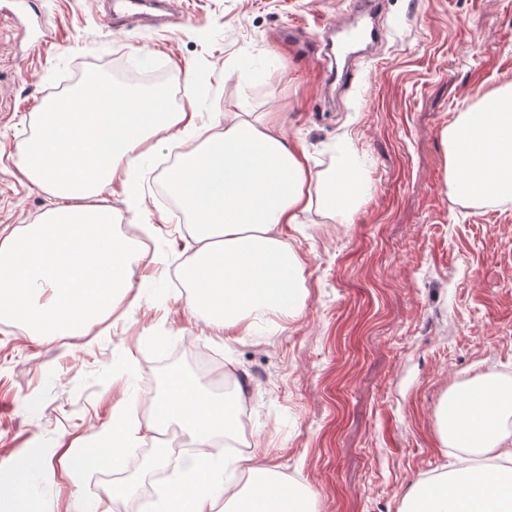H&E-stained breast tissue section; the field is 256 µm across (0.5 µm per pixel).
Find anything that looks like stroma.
<instances>
[{
  "label": "stroma",
  "instance_id": "1",
  "mask_svg": "<svg viewBox=\"0 0 512 512\" xmlns=\"http://www.w3.org/2000/svg\"><path fill=\"white\" fill-rule=\"evenodd\" d=\"M23 3L0 14V233L52 205L17 171L31 113L115 63L164 71L205 123L266 115L318 170L347 151L372 192L347 223L314 209L288 228L305 261L301 316L226 342L173 282L188 222L159 187L174 148L140 170L151 223L133 224L113 186L118 230L135 228L145 250L168 257L147 268L142 298L127 294L79 333L42 342L0 321V463L46 451L26 487L41 512H93L103 487L128 480L110 512H149L195 454L190 440L169 449L161 482L145 467L156 448L146 430L118 466L74 473L70 459L118 411L148 405L169 366L186 368L198 348L235 373L251 402L246 444L308 489V512H403L419 480L458 472L439 441L442 403L487 374L512 379V200L453 198L441 132L512 81V0H385L382 39L358 47L345 87L302 45L352 25L349 0H177L163 32L110 26L95 0ZM285 26L297 42L277 39Z\"/></svg>",
  "mask_w": 512,
  "mask_h": 512
}]
</instances>
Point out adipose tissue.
Instances as JSON below:
<instances>
[{"mask_svg":"<svg viewBox=\"0 0 512 512\" xmlns=\"http://www.w3.org/2000/svg\"><path fill=\"white\" fill-rule=\"evenodd\" d=\"M171 92L114 87L97 72L81 90L44 102L20 147V176L52 199L37 221L0 235V317L44 339L76 330L108 310L134 286L143 255L118 241L112 208L103 200L112 184L127 190L128 210L150 220L134 189L143 157L194 133L165 186L193 230L190 256L179 276L188 309L203 315L215 335L256 336L298 318L304 306V260L285 226L321 209L345 223L370 196L354 158L330 172L315 169L305 148L281 127L250 112L225 114L200 128L192 97L169 108ZM476 111L460 113L442 131L447 185L458 199L512 198V81L487 91ZM46 302H38L40 292ZM241 400L216 395L190 375H168L150 404L149 428L177 424L199 447L182 479L154 512H305L288 480L247 453L233 461L234 477L216 461L218 437L239 423ZM512 382L487 377L468 399L451 398L440 412L441 441L489 460L512 463ZM136 413L117 419L94 452L76 457L74 469L119 463L139 439ZM42 452L14 456L0 470V512H37L26 495L29 475L42 470ZM405 512H512V479L472 469L461 483L447 476L418 481Z\"/></svg>","mask_w":512,"mask_h":512,"instance_id":"obj_1","label":"adipose tissue"}]
</instances>
